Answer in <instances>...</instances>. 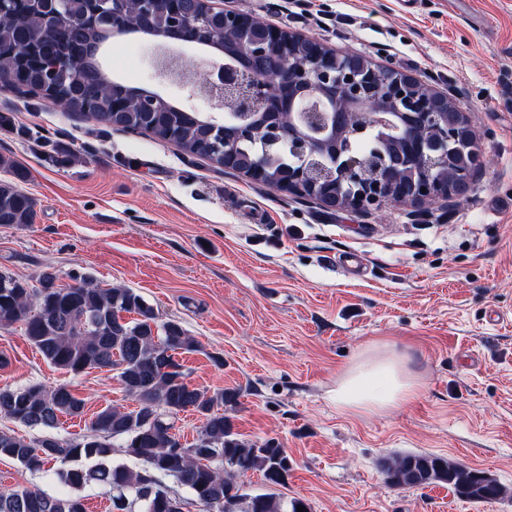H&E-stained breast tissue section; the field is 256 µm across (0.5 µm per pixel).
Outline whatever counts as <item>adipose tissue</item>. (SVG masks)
<instances>
[{
    "mask_svg": "<svg viewBox=\"0 0 512 512\" xmlns=\"http://www.w3.org/2000/svg\"><path fill=\"white\" fill-rule=\"evenodd\" d=\"M420 386L402 351L373 343L342 372L333 398L337 408L346 412L383 413L413 400Z\"/></svg>",
    "mask_w": 512,
    "mask_h": 512,
    "instance_id": "ef3b65f1",
    "label": "adipose tissue"
}]
</instances>
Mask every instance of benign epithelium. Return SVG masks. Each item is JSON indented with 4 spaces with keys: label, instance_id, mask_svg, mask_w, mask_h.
<instances>
[{
    "label": "benign epithelium",
    "instance_id": "1",
    "mask_svg": "<svg viewBox=\"0 0 512 512\" xmlns=\"http://www.w3.org/2000/svg\"><path fill=\"white\" fill-rule=\"evenodd\" d=\"M220 11L224 12V26L234 29L246 57L295 40L316 46L301 71L288 70L284 75L272 77L262 92L258 88L261 81L249 69L200 63L193 67H171V63L183 61L173 51V44L183 39L159 37L153 59L157 73L172 83L205 89L201 96L217 106L223 105L226 96L235 97L239 129L250 130L253 115L259 112H301L304 121L325 133L331 122L328 91L338 86L356 103L374 102L376 109L402 117L393 130V140L415 161V166L407 171L406 184L398 185L390 169L366 157L356 158L340 168L334 159L297 168L285 166L274 177L278 190L294 195L309 194L328 209L358 215L378 210L387 202L409 204L424 215L435 204L462 196L473 176L486 165L485 156L475 149L461 159H448V138L474 139L472 124L465 113H439L442 134L426 122L433 103L448 102L446 93L429 90L423 95L419 92V82L409 74L381 68L358 54L330 48L324 51L321 42L302 34H293L224 7ZM369 118L367 112H350L345 129L361 135ZM285 141L302 158L314 155L323 146L322 140L293 133L286 127L271 130L267 143L276 146ZM224 168L253 181L267 177L259 162L242 156L227 138L224 139Z\"/></svg>",
    "mask_w": 512,
    "mask_h": 512
}]
</instances>
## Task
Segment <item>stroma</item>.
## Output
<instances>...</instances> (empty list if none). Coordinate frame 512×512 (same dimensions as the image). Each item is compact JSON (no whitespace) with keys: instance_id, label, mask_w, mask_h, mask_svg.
Listing matches in <instances>:
<instances>
[{"instance_id":"obj_1","label":"stroma","mask_w":512,"mask_h":512,"mask_svg":"<svg viewBox=\"0 0 512 512\" xmlns=\"http://www.w3.org/2000/svg\"><path fill=\"white\" fill-rule=\"evenodd\" d=\"M226 8L360 53L447 91L488 166L466 193L417 216L390 204L359 216L267 188L172 144L115 131L0 87V156L28 171L34 223L0 225V271L36 282L88 276L133 289L201 345L189 382L236 389L224 415L240 438L272 439L292 469L278 495L312 512H512V0H224ZM149 37L117 34L114 79L204 116L222 109L160 78ZM77 153L71 165L54 149ZM358 253L365 279L338 257ZM405 350L424 386L382 414L337 408L332 392L360 349ZM67 384L85 401L55 434L129 407L115 373L55 369L21 325L0 328V387ZM427 453L491 474L488 502L444 485L390 486L382 459Z\"/></svg>"}]
</instances>
